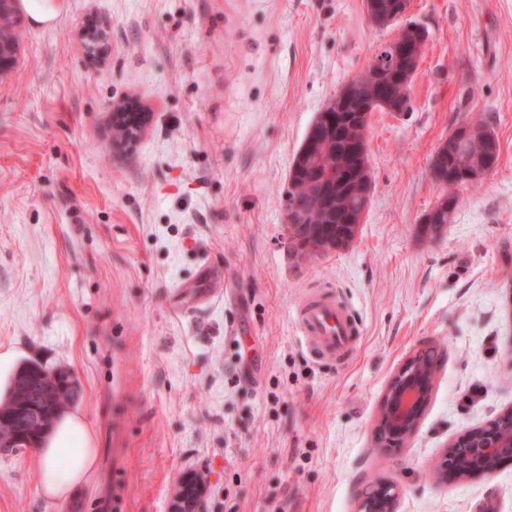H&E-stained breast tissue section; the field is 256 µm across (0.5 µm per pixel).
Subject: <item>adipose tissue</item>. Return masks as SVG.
Masks as SVG:
<instances>
[{"mask_svg":"<svg viewBox=\"0 0 512 512\" xmlns=\"http://www.w3.org/2000/svg\"><path fill=\"white\" fill-rule=\"evenodd\" d=\"M38 481L43 493L61 498L80 491L97 462L89 432L79 418L57 426L52 447L38 451Z\"/></svg>","mask_w":512,"mask_h":512,"instance_id":"adipose-tissue-1","label":"adipose tissue"}]
</instances>
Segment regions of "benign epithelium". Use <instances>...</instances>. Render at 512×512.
<instances>
[{
    "label": "benign epithelium",
    "mask_w": 512,
    "mask_h": 512,
    "mask_svg": "<svg viewBox=\"0 0 512 512\" xmlns=\"http://www.w3.org/2000/svg\"><path fill=\"white\" fill-rule=\"evenodd\" d=\"M410 0H401L399 7L389 16L378 10L376 0H366L369 20L377 27L385 28L394 21H401L408 13ZM97 33L100 40L106 35L102 30L89 26L81 33L84 50L89 59L103 61L104 47H94L88 43L91 33ZM426 36L415 25L401 27L396 36L383 45L377 64L367 73L356 79V83L375 86L385 91L378 102L389 99V81L399 86L411 82L422 57ZM354 100L353 84H347L336 96L330 109L316 116L313 126L296 154L291 176L310 179L317 184L329 200L335 201L333 209H323L305 217L309 224H324L330 220L334 224H353L361 221V213L344 209L336 201L349 196L364 197L369 184V161L363 132L368 124L369 109L364 106L349 108ZM138 105L125 101L115 106L112 113V129L122 125L127 117H132V133L115 137L116 145L129 148L140 137L147 122L148 114L137 111ZM357 132L351 137L344 152L331 159L325 171L314 170L318 165L322 142L329 135L344 136L349 131ZM448 152V145L440 146L432 159L433 178L443 187L453 190L462 182L480 180L495 169V162L487 158L484 165L460 168L461 177L446 174L442 161ZM438 363L428 364L423 355L410 357L389 381L383 394L376 424V443L382 448H399L414 436L426 412L431 398ZM512 460V407L500 412L487 423L471 427L448 444L438 465L441 482L462 481L476 477H491L500 465ZM206 493V480L199 474L189 473L180 478L178 490L171 503L170 512H205L203 499ZM399 497L398 487L386 480L372 482L358 499L357 512H396Z\"/></svg>",
    "instance_id": "7a95c632"
}]
</instances>
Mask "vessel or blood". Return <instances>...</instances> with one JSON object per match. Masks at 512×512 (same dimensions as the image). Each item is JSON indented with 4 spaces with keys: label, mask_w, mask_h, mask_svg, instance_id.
Wrapping results in <instances>:
<instances>
[{
    "label": "vessel or blood",
    "mask_w": 512,
    "mask_h": 512,
    "mask_svg": "<svg viewBox=\"0 0 512 512\" xmlns=\"http://www.w3.org/2000/svg\"><path fill=\"white\" fill-rule=\"evenodd\" d=\"M295 320L304 344L321 359L347 353L360 336L347 305L331 292L305 296L295 310Z\"/></svg>",
    "instance_id": "1"
}]
</instances>
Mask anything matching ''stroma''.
Segmentation results:
<instances>
[{
  "mask_svg": "<svg viewBox=\"0 0 512 512\" xmlns=\"http://www.w3.org/2000/svg\"><path fill=\"white\" fill-rule=\"evenodd\" d=\"M22 12L0 76V389L36 362L77 380L99 465L73 497L41 490L37 451L0 452V512H168L182 474L206 512H355L373 479L397 512H512V462L440 485L465 428L512 407V0H411L426 30L410 107L371 113V203L346 249L292 253L281 193L316 117L394 28L364 0H57ZM107 34L104 62L80 32ZM148 112L112 148V108ZM476 123L496 168L444 195L437 148ZM335 289L363 333L315 359L294 321ZM440 366L417 434L376 448L386 385L409 356ZM138 108L137 103L133 101H125L115 106L112 113V129L115 135V142L118 147L129 148L140 137L143 127L147 122L148 114L144 112H134ZM133 116L134 118L130 121L132 125V133L121 136H116L115 131L119 126L123 127L122 121L126 117Z\"/></svg>",
  "mask_w": 512,
  "mask_h": 512,
  "instance_id": "stroma-1",
  "label": "stroma"
}]
</instances>
